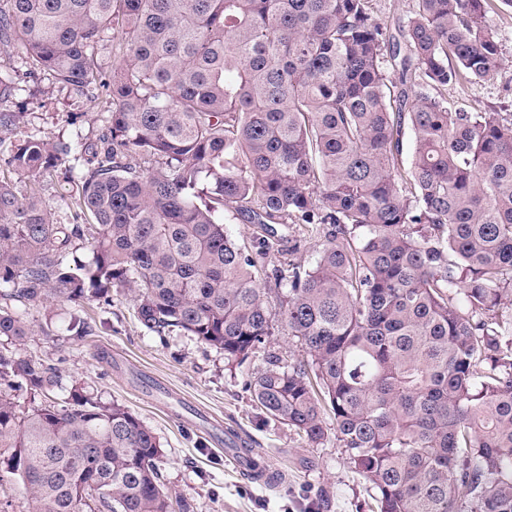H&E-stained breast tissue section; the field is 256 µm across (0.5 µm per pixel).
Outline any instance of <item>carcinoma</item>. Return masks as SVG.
I'll use <instances>...</instances> for the list:
<instances>
[{"label": "carcinoma", "instance_id": "carcinoma-1", "mask_svg": "<svg viewBox=\"0 0 512 512\" xmlns=\"http://www.w3.org/2000/svg\"><path fill=\"white\" fill-rule=\"evenodd\" d=\"M494 2L417 0L398 41L370 0H0V52L76 99L102 88L108 113L80 167L39 134L3 162L63 170L90 220L0 180V482L26 512H194L151 428L23 354L29 307L70 304L83 336L114 289L152 332L266 350L253 401L313 445L334 431L377 512H512V117L442 98L503 67ZM292 224L323 233L314 264L282 249ZM284 331L301 360L272 351ZM224 230L232 239L248 246L256 228L254 224H249L246 218L224 212Z\"/></svg>", "mask_w": 512, "mask_h": 512}]
</instances>
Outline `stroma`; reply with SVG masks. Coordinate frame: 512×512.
<instances>
[{"label":"stroma","instance_id":"stroma-1","mask_svg":"<svg viewBox=\"0 0 512 512\" xmlns=\"http://www.w3.org/2000/svg\"><path fill=\"white\" fill-rule=\"evenodd\" d=\"M492 21L504 69L490 81L448 85L445 96L469 112L512 115V11ZM0 65L13 80L11 90H0V112L25 113L26 130L85 144L105 133L103 95L74 102L50 76L30 74L17 46L0 55ZM85 315L91 335L62 343L38 331L25 354L87 382L148 425L162 443L159 466L170 493L191 501L195 512H375L372 490L337 441L312 445L256 407L248 383L264 365L262 354L231 362L194 337L148 331L121 290L111 304H87ZM229 429L282 470L278 485L243 476L225 458L218 441Z\"/></svg>","mask_w":512,"mask_h":512}]
</instances>
